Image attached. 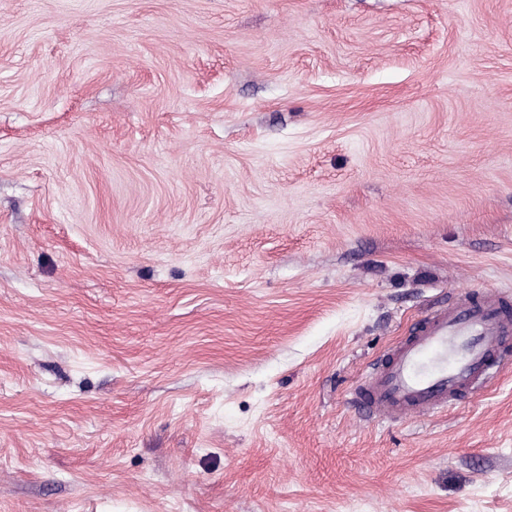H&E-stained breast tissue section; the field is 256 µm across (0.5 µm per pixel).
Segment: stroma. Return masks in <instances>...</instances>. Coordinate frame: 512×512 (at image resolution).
I'll return each instance as SVG.
<instances>
[{"instance_id": "stroma-1", "label": "stroma", "mask_w": 512, "mask_h": 512, "mask_svg": "<svg viewBox=\"0 0 512 512\" xmlns=\"http://www.w3.org/2000/svg\"><path fill=\"white\" fill-rule=\"evenodd\" d=\"M512 305V0H0V512H512V366L349 400ZM512 318L492 290L462 295L417 320L351 398L363 417L405 419L448 409L511 362Z\"/></svg>"}]
</instances>
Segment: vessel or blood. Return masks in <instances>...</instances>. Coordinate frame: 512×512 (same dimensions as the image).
Returning a JSON list of instances; mask_svg holds the SVG:
<instances>
[{"instance_id": "obj_1", "label": "vessel or blood", "mask_w": 512, "mask_h": 512, "mask_svg": "<svg viewBox=\"0 0 512 512\" xmlns=\"http://www.w3.org/2000/svg\"><path fill=\"white\" fill-rule=\"evenodd\" d=\"M511 342L512 316L496 292L461 296L413 323L350 404L361 416L392 421L448 408L512 363Z\"/></svg>"}]
</instances>
